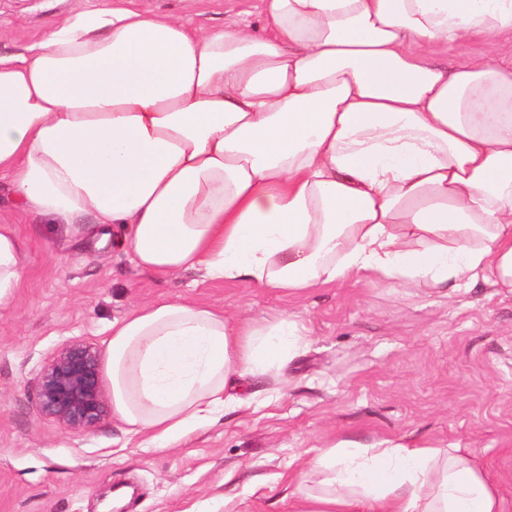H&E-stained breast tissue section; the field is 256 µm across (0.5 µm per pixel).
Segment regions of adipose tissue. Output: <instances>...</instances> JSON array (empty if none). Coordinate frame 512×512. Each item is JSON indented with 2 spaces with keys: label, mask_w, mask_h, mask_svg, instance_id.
<instances>
[{
  "label": "adipose tissue",
  "mask_w": 512,
  "mask_h": 512,
  "mask_svg": "<svg viewBox=\"0 0 512 512\" xmlns=\"http://www.w3.org/2000/svg\"><path fill=\"white\" fill-rule=\"evenodd\" d=\"M262 32L96 0L0 55V171L21 207L123 225L164 277L288 294L354 278L512 293V67L437 44L512 35V0H260ZM24 242L0 225V309ZM309 330L187 300L113 321L112 415L167 447ZM294 512H506L460 448L313 449Z\"/></svg>",
  "instance_id": "obj_1"
}]
</instances>
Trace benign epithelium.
I'll return each mask as SVG.
<instances>
[{
  "mask_svg": "<svg viewBox=\"0 0 512 512\" xmlns=\"http://www.w3.org/2000/svg\"><path fill=\"white\" fill-rule=\"evenodd\" d=\"M106 393L101 350L68 340L47 359L39 377V411L73 431H87L103 417Z\"/></svg>",
  "mask_w": 512,
  "mask_h": 512,
  "instance_id": "7a95c632",
  "label": "benign epithelium"
}]
</instances>
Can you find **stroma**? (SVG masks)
I'll return each mask as SVG.
<instances>
[{
	"instance_id": "35a3bbf8",
	"label": "stroma",
	"mask_w": 512,
	"mask_h": 512,
	"mask_svg": "<svg viewBox=\"0 0 512 512\" xmlns=\"http://www.w3.org/2000/svg\"><path fill=\"white\" fill-rule=\"evenodd\" d=\"M77 0H0V54L18 55ZM188 27H261L259 0H132ZM512 60V40L434 47L433 62ZM0 224L24 240L21 280L0 310V512H291L288 465L343 441L410 440L469 449L512 512V293L445 292L354 278L286 296L195 272L159 277L130 252L19 208L0 172ZM186 299L263 323L289 314L310 342L279 372L248 379L249 401L170 448L132 439L112 417L74 432L39 412L43 362L63 342L106 348L113 320Z\"/></svg>"
}]
</instances>
